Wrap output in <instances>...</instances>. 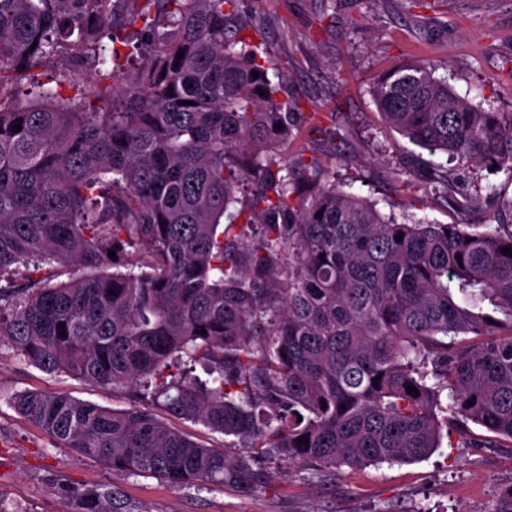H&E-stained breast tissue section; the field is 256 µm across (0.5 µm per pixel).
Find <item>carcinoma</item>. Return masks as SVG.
I'll return each instance as SVG.
<instances>
[{
	"instance_id": "1",
	"label": "carcinoma",
	"mask_w": 512,
	"mask_h": 512,
	"mask_svg": "<svg viewBox=\"0 0 512 512\" xmlns=\"http://www.w3.org/2000/svg\"><path fill=\"white\" fill-rule=\"evenodd\" d=\"M237 5L0 0V342L142 402L25 390L10 405L65 448L176 487L259 477L153 405L333 468L418 461L445 428L511 448L512 225L398 224L319 163L288 161L299 113L280 101L268 51L227 29ZM128 22L148 58L120 86L125 63L106 43H129ZM51 56L107 106L60 97L50 85L65 71L39 81ZM435 71L378 76L385 123L512 182V112L466 102ZM308 124L340 136L317 112ZM71 264L81 274L57 281ZM195 364L207 379L187 375ZM60 491L72 512H143L112 487Z\"/></svg>"
}]
</instances>
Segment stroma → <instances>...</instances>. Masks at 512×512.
<instances>
[{
    "label": "stroma",
    "mask_w": 512,
    "mask_h": 512,
    "mask_svg": "<svg viewBox=\"0 0 512 512\" xmlns=\"http://www.w3.org/2000/svg\"><path fill=\"white\" fill-rule=\"evenodd\" d=\"M230 22L251 26L265 42L284 96L298 102L300 112L336 115L342 141L323 143L306 125L287 154L303 151L305 160L351 182L355 193L400 223L512 224L487 190L493 184L512 198V184L465 161H453L450 169L470 191L469 209L449 207L432 192H405L403 178L433 181L442 158L387 126L372 99L381 71L430 59L460 97L512 112V0H426L417 7L409 0H239ZM33 389L115 410L132 406L125 391L46 373L0 342V494L13 512H66V500L52 488L60 481L120 487L144 512H491L500 488L512 485V448H464L454 434L417 462L329 471L177 419L174 427L246 460L263 479L250 490L173 487L56 447L7 402Z\"/></svg>",
    "instance_id": "obj_1"
}]
</instances>
